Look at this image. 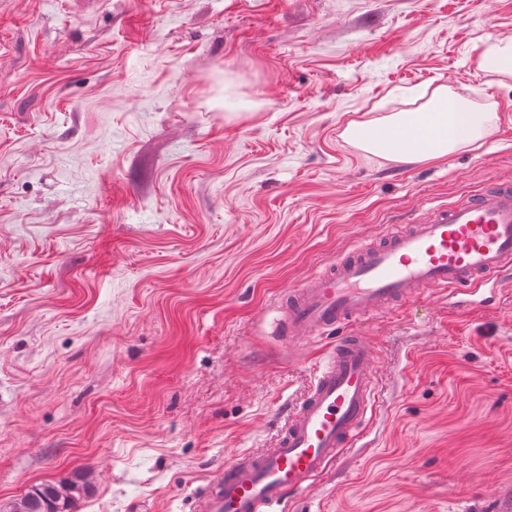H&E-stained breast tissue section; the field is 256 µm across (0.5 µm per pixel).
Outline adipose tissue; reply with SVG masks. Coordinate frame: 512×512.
Returning a JSON list of instances; mask_svg holds the SVG:
<instances>
[{
  "instance_id": "ef3b65f1",
  "label": "adipose tissue",
  "mask_w": 512,
  "mask_h": 512,
  "mask_svg": "<svg viewBox=\"0 0 512 512\" xmlns=\"http://www.w3.org/2000/svg\"><path fill=\"white\" fill-rule=\"evenodd\" d=\"M498 121L494 108L477 107L441 86L417 111L350 122L344 136L357 148L394 163L434 162L480 142Z\"/></svg>"
}]
</instances>
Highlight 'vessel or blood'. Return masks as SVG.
I'll use <instances>...</instances> for the list:
<instances>
[{"label": "vessel or blood", "instance_id": "vessel-or-blood-1", "mask_svg": "<svg viewBox=\"0 0 512 512\" xmlns=\"http://www.w3.org/2000/svg\"><path fill=\"white\" fill-rule=\"evenodd\" d=\"M512 272V184H495L434 207L404 231L356 244L294 289L282 308L283 340L314 339L389 312L432 289L476 296ZM364 337L337 339L273 447L238 455L203 485L191 512H278L307 491L328 461L360 437L376 394Z\"/></svg>", "mask_w": 512, "mask_h": 512}]
</instances>
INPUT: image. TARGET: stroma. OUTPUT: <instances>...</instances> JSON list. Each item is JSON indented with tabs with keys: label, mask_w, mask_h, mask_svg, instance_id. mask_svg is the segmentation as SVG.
<instances>
[{
	"label": "stroma",
	"mask_w": 512,
	"mask_h": 512,
	"mask_svg": "<svg viewBox=\"0 0 512 512\" xmlns=\"http://www.w3.org/2000/svg\"><path fill=\"white\" fill-rule=\"evenodd\" d=\"M512 0H0V505L190 512L272 445L336 333L283 343L289 290L512 180ZM447 86L500 120L432 163L349 122ZM376 400L287 512H512V280L358 323ZM482 69L493 75L512 76V42L491 44L482 56ZM84 484L45 482L35 485L9 506V512H75Z\"/></svg>",
	"instance_id": "stroma-1"
}]
</instances>
